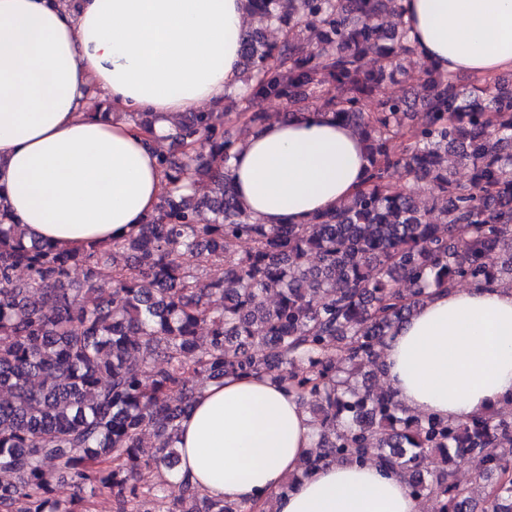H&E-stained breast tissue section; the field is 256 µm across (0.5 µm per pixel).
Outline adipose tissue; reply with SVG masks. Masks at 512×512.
<instances>
[{
  "label": "adipose tissue",
  "instance_id": "1",
  "mask_svg": "<svg viewBox=\"0 0 512 512\" xmlns=\"http://www.w3.org/2000/svg\"><path fill=\"white\" fill-rule=\"evenodd\" d=\"M436 70L512 72V0H400ZM244 0H0V202L39 241L80 246L137 233L167 185L156 145L174 116L239 91ZM112 117L90 116L91 99ZM155 113L151 129L126 120ZM351 127L316 112L271 120L230 162L260 224H306L364 185ZM386 380L411 412L462 421L512 396V290H442L387 340ZM315 428L265 373L205 385L179 423L177 481L274 512H419L404 477L376 464H301Z\"/></svg>",
  "mask_w": 512,
  "mask_h": 512
}]
</instances>
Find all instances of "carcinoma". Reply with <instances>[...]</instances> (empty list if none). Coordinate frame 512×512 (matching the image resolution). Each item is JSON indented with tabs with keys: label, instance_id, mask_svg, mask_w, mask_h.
<instances>
[{
	"label": "carcinoma",
	"instance_id": "cac0c4a2",
	"mask_svg": "<svg viewBox=\"0 0 512 512\" xmlns=\"http://www.w3.org/2000/svg\"><path fill=\"white\" fill-rule=\"evenodd\" d=\"M245 5L243 93L224 94L240 126L227 135V112L182 113L166 136L179 150L158 152L171 188L138 233L65 250L0 209V473L12 476L0 480V512H82L75 504L104 490L114 512H149L163 471L179 462L190 378L273 367L312 407L303 474L373 453L416 498L439 500L440 512H474L478 496L482 512H512V416L414 415L390 391L352 383L365 364L383 371L387 337L432 290L512 288V78L477 77L467 88L430 66L412 96L383 93L387 82H412L403 62L417 55L399 0ZM274 23L281 38L271 43ZM335 85L342 94L328 95ZM271 98L315 101L364 146L365 188L307 224L251 221L228 174L238 143L265 122L258 102ZM450 154L468 179L452 175ZM400 169L410 181H394ZM202 179L212 195L185 192ZM422 180L427 198L415 189ZM209 265L224 266V279L202 282ZM74 268L83 281L70 279ZM147 430L162 442L144 447ZM432 455L441 466L431 472L423 461ZM454 455L470 461L474 483L454 479ZM58 475L82 490L76 503L50 497ZM182 489L175 512H246Z\"/></svg>",
	"mask_w": 512,
	"mask_h": 512
}]
</instances>
